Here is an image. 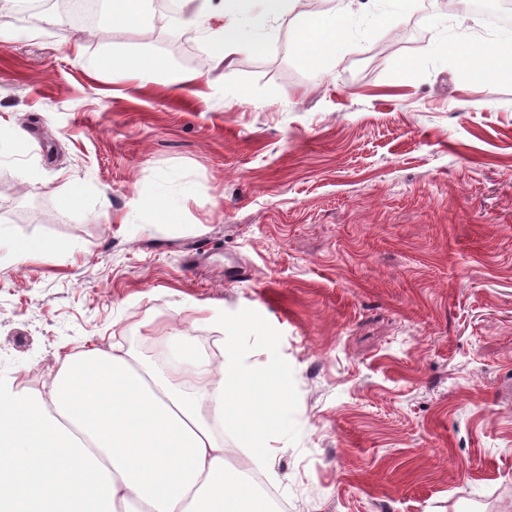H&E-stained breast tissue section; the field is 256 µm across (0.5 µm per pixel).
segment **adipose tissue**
<instances>
[{
	"mask_svg": "<svg viewBox=\"0 0 512 512\" xmlns=\"http://www.w3.org/2000/svg\"><path fill=\"white\" fill-rule=\"evenodd\" d=\"M179 24L200 31L210 53L194 76L168 75L173 90L202 79L229 55L257 49L256 32L288 17L298 0H180ZM370 0H344L304 15L294 34L311 63L336 62L346 16ZM467 78L512 81V35L476 46L443 45ZM94 69L142 81L168 74L164 60L108 55ZM181 366L164 373L126 350L65 356L42 390L0 381V512H272L250 479L269 468L268 433L288 409L286 376L242 361L235 343L219 359L189 337ZM236 433L251 455L225 447L216 428Z\"/></svg>",
	"mask_w": 512,
	"mask_h": 512,
	"instance_id": "adipose-tissue-1",
	"label": "adipose tissue"
}]
</instances>
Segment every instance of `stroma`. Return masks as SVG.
Returning a JSON list of instances; mask_svg holds the SVG:
<instances>
[{
  "label": "stroma",
  "mask_w": 512,
  "mask_h": 512,
  "mask_svg": "<svg viewBox=\"0 0 512 512\" xmlns=\"http://www.w3.org/2000/svg\"><path fill=\"white\" fill-rule=\"evenodd\" d=\"M0 41V376L158 336L285 374L268 436L288 512L512 505V81L471 82L443 43L481 13L360 12L331 73L259 50L172 92L75 61L134 53L187 75L204 35L156 15L88 32L40 12ZM54 243L20 259L16 242Z\"/></svg>",
  "instance_id": "stroma-1"
}]
</instances>
